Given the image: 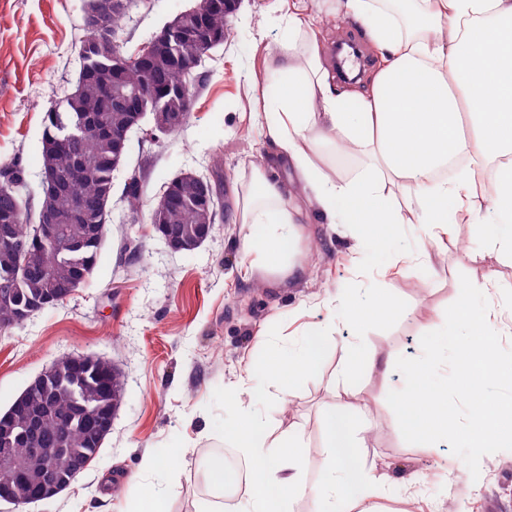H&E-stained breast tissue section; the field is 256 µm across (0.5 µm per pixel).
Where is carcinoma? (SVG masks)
Returning <instances> with one entry per match:
<instances>
[{
  "label": "carcinoma",
  "instance_id": "1",
  "mask_svg": "<svg viewBox=\"0 0 512 512\" xmlns=\"http://www.w3.org/2000/svg\"><path fill=\"white\" fill-rule=\"evenodd\" d=\"M128 13L127 8L106 12L98 31L85 30L80 46L83 69L77 81L81 88L76 95L50 105L45 111L42 167L67 175L80 161L85 175L71 186V191L41 197L39 208L66 211L73 194L83 200L84 207L78 222L72 225L67 244L39 246L38 263L28 270L22 268V258L10 244L12 240L27 239L25 229L32 221L24 176L16 165L0 170V226L9 231L6 239H0V284L8 282L13 288L10 299H0V329L19 323L22 312L50 295L68 297L79 280L91 276L96 267L109 218L106 203L112 198V131L128 125L136 104L133 99L115 100L112 89L139 92L147 108L153 106V94L167 90V108L189 113L190 103L177 91L200 78L198 69L204 58L218 46L215 37H235L224 11L210 7L209 0H200L191 12L195 20L181 29L183 52L196 59L191 72L185 71L181 60L162 53L143 63L131 62L118 68L114 58L98 50L95 40L108 38L112 49L123 53L119 33ZM66 136L73 137L70 149L54 151L48 147L52 140ZM174 198L167 210L152 211L150 222L176 226L177 237L185 248L198 239L203 225L216 223L221 202L215 193L209 201H203L199 182L191 177L175 185ZM126 199L133 210L140 203V179L135 173L129 177ZM123 396L124 379L106 360L65 368L56 380L34 387L9 417L0 416V444L59 449L52 457L53 469L59 478L69 479L81 473L83 464L97 454L103 443L97 436L96 411L118 407ZM61 418L69 420L65 431L58 426ZM40 493L41 485L29 473L12 485L16 504Z\"/></svg>",
  "mask_w": 512,
  "mask_h": 512
}]
</instances>
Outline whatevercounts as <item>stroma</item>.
Instances as JSON below:
<instances>
[{"label": "stroma", "instance_id": "stroma-1", "mask_svg": "<svg viewBox=\"0 0 512 512\" xmlns=\"http://www.w3.org/2000/svg\"><path fill=\"white\" fill-rule=\"evenodd\" d=\"M197 0H149L126 17L120 38L138 52ZM272 0H243L232 19L236 37L209 51L192 94L187 122L150 139L145 128L129 135L114 174L107 235L86 286L66 300L0 330V413L45 368L65 356L94 355L122 373L124 398L112 430L87 469L54 497L0 512H133L136 490H161L169 512H202L212 505L202 464L231 444L234 414L224 390L240 375L269 395L265 414L273 435L299 430L309 448L323 444L325 413L354 403L361 409L360 461L391 480L389 512H512V451L480 460L472 477L447 443L412 448L387 402L401 389L396 369L360 366L351 383L337 378L355 354L415 358L423 334L442 325L460 291L459 277L487 284L485 297L499 316L504 346L512 347V255L485 251L471 224L420 258L419 225L399 229L396 251L371 261L353 247L352 224L309 225L299 245L308 266L299 281L247 279L236 202L267 148L253 116L254 80H266L288 25ZM84 0H0V168L19 164L31 199L41 188L40 146L51 102L73 91L81 59ZM142 176L140 207L125 196L129 172ZM206 178L223 206L210 236L190 252L171 251L150 224V214L173 177ZM386 288L400 309L356 331L336 332L318 371L296 385L271 379L260 367L270 345L299 341L340 307L339 289ZM174 456L171 467L146 471L144 456Z\"/></svg>", "mask_w": 512, "mask_h": 512}]
</instances>
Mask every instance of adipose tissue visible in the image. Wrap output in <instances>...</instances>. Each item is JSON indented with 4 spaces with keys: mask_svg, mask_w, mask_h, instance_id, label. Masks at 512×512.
Instances as JSON below:
<instances>
[{
    "mask_svg": "<svg viewBox=\"0 0 512 512\" xmlns=\"http://www.w3.org/2000/svg\"><path fill=\"white\" fill-rule=\"evenodd\" d=\"M328 13L367 28L381 63L370 91L350 102L308 41L298 16L274 58L273 84L260 89L254 119L274 161L290 166L307 192L288 196L266 168H255L240 201L244 277L303 279L299 242L307 224L398 227L416 221L423 242L454 236L467 212L489 250L512 252V0H330ZM288 81L280 91L276 81ZM367 150L369 162L349 179L319 167L326 147ZM490 181L485 207H475L476 183ZM400 307L387 289H352L339 324L348 329L392 316ZM329 328L310 329L272 353L271 376L312 375L323 359ZM268 394L240 379L225 395L236 413L233 440L256 472L231 512H287V500L308 495L314 512H346L348 504L387 495L384 482L358 463L361 446L348 411L328 414L324 444L306 452L302 436L271 437L263 407ZM318 468L309 488L302 475Z\"/></svg>",
    "mask_w": 512,
    "mask_h": 512,
    "instance_id": "obj_1",
    "label": "adipose tissue"
}]
</instances>
